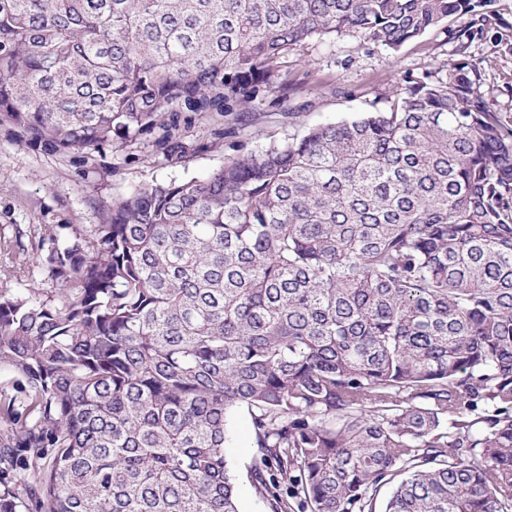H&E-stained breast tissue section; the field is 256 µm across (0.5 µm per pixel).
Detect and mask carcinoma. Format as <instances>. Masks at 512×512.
<instances>
[{"instance_id": "carcinoma-1", "label": "carcinoma", "mask_w": 512, "mask_h": 512, "mask_svg": "<svg viewBox=\"0 0 512 512\" xmlns=\"http://www.w3.org/2000/svg\"><path fill=\"white\" fill-rule=\"evenodd\" d=\"M470 0H0V117L56 151L271 88L312 39L397 51ZM451 66L52 244L0 289V512H512V129ZM232 441L226 448V460L230 472L235 476V489L240 512H267L265 504L254 492L248 472L255 458L252 448L250 419L244 412L238 413L231 422Z\"/></svg>"}]
</instances>
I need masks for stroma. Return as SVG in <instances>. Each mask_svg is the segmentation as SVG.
<instances>
[{
  "mask_svg": "<svg viewBox=\"0 0 512 512\" xmlns=\"http://www.w3.org/2000/svg\"><path fill=\"white\" fill-rule=\"evenodd\" d=\"M474 3V11L449 17L396 52L356 34L310 40L279 65L265 99L245 113L168 115L172 137L163 147L146 137L63 154L1 120L0 284L24 285L11 274L8 243L17 234L46 229L62 240L89 234L113 200L135 189L200 178L222 168L228 157L285 142L309 126L386 110L393 92L412 81L436 80L447 64L475 68L489 110L512 128V0ZM475 22L481 30L474 39L455 38V31ZM231 433L225 453L239 512H267L248 478L255 450L246 413L233 418Z\"/></svg>",
  "mask_w": 512,
  "mask_h": 512,
  "instance_id": "obj_1",
  "label": "stroma"
}]
</instances>
